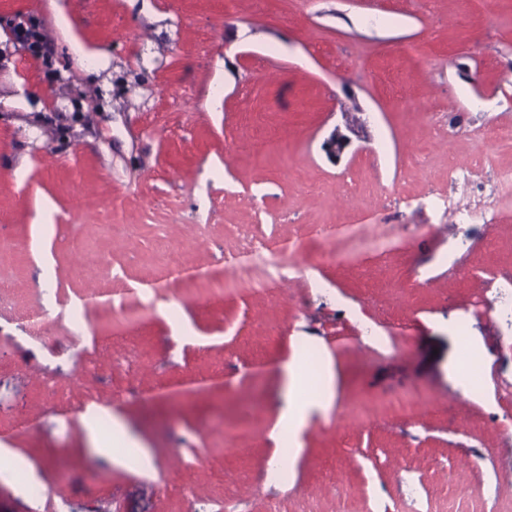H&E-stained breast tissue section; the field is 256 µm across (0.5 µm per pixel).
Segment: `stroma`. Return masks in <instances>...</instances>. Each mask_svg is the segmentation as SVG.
<instances>
[{
  "instance_id": "stroma-1",
  "label": "stroma",
  "mask_w": 512,
  "mask_h": 512,
  "mask_svg": "<svg viewBox=\"0 0 512 512\" xmlns=\"http://www.w3.org/2000/svg\"><path fill=\"white\" fill-rule=\"evenodd\" d=\"M510 123L512 0H0V512H512V222L443 205H512L476 189ZM341 223L263 293L168 274ZM312 357L333 397L276 479ZM116 419L147 466L94 448ZM34 19L15 22L12 32L14 39L20 45L26 46L35 60H41L43 66H48L51 56L50 49L42 42L41 34L36 30ZM286 376V388L283 395L284 410L278 424V433L282 439L280 441L282 447L279 448L280 459L293 458L297 448H292L291 436L305 423L311 409L327 403V400L298 399V366L296 364L286 367Z\"/></svg>"
}]
</instances>
